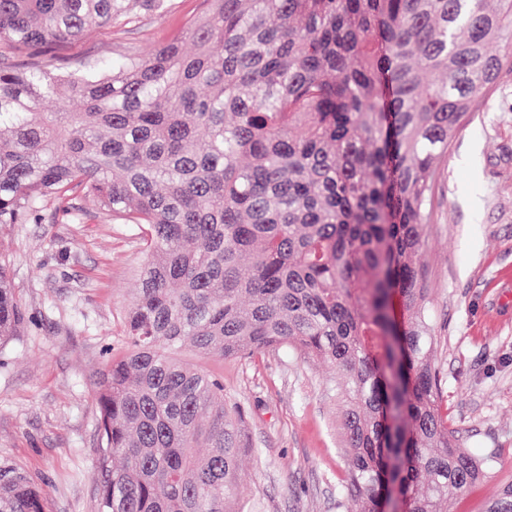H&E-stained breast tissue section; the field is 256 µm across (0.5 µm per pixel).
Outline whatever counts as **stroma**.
Listing matches in <instances>:
<instances>
[{
    "mask_svg": "<svg viewBox=\"0 0 512 512\" xmlns=\"http://www.w3.org/2000/svg\"><path fill=\"white\" fill-rule=\"evenodd\" d=\"M206 0H168L163 14L92 29L56 51L59 66L103 70L124 55L148 57L202 16ZM428 228L424 283L435 321L443 405L461 444L494 456L493 478L449 500V512H486L512 483V69L469 116L443 164ZM80 223L46 208L30 224L0 226L24 312L0 340V464L42 488L47 512H94L97 406L103 352L123 351L121 317L132 302L145 244L131 225L80 202ZM176 356L223 377L239 409L241 501L249 512H337L346 457L328 367L285 350L245 358Z\"/></svg>",
    "mask_w": 512,
    "mask_h": 512,
    "instance_id": "1",
    "label": "stroma"
}]
</instances>
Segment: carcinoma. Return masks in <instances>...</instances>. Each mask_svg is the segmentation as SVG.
<instances>
[{"label": "carcinoma", "mask_w": 512, "mask_h": 512, "mask_svg": "<svg viewBox=\"0 0 512 512\" xmlns=\"http://www.w3.org/2000/svg\"><path fill=\"white\" fill-rule=\"evenodd\" d=\"M102 72L0 58V224L72 197L147 258L95 378L96 512H239L224 380L174 357L285 348L336 369L338 508L448 512L493 476L442 405L425 239L448 155L512 65V0H209ZM166 0H0V43L56 49ZM506 50L494 54L491 47ZM45 100L53 112L40 111ZM401 317H395V305ZM22 312L0 258V339ZM0 512H45L0 467ZM488 512H512V485Z\"/></svg>", "instance_id": "obj_1"}]
</instances>
